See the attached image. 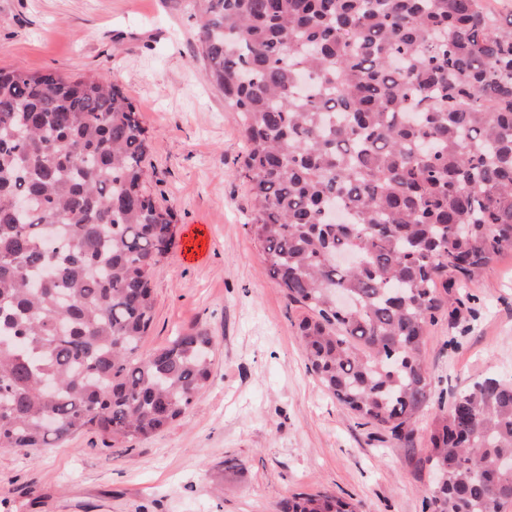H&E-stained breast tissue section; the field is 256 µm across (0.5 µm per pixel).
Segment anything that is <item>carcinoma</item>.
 <instances>
[{
  "label": "carcinoma",
  "mask_w": 512,
  "mask_h": 512,
  "mask_svg": "<svg viewBox=\"0 0 512 512\" xmlns=\"http://www.w3.org/2000/svg\"><path fill=\"white\" fill-rule=\"evenodd\" d=\"M209 79L240 113L241 175L274 285L324 389L409 439L432 401L427 327L512 249V17L480 0H192ZM150 135L119 85L0 69V448L126 443L194 404L213 337L145 356L175 240ZM424 512L512 504V381L433 420ZM281 512H359L327 491Z\"/></svg>",
  "instance_id": "cac0c4a2"
}]
</instances>
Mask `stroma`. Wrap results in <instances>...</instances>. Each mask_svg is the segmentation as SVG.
<instances>
[{
  "mask_svg": "<svg viewBox=\"0 0 512 512\" xmlns=\"http://www.w3.org/2000/svg\"><path fill=\"white\" fill-rule=\"evenodd\" d=\"M0 68L116 81L150 136L147 189L170 209L175 244L153 277L150 353L207 330L211 376L163 432L126 445L87 431L62 444L0 448V512H277L295 492L327 491L360 512H423L418 458L438 409L487 376L512 378V250L472 295L452 289L429 327L432 402L412 442L336 402L307 369L304 312L265 273L239 174L245 144L197 53L189 0H0ZM209 253H187L188 229Z\"/></svg>",
  "mask_w": 512,
  "mask_h": 512,
  "instance_id": "obj_1",
  "label": "stroma"
}]
</instances>
